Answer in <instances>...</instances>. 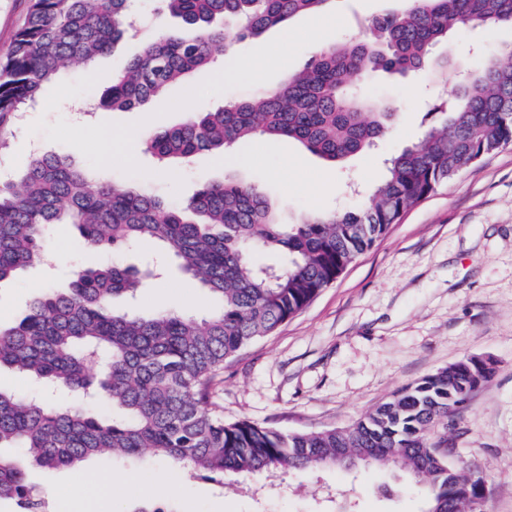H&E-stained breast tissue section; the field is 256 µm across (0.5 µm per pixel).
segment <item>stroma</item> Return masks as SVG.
Segmentation results:
<instances>
[{
	"instance_id": "35a3bbf8",
	"label": "stroma",
	"mask_w": 512,
	"mask_h": 512,
	"mask_svg": "<svg viewBox=\"0 0 512 512\" xmlns=\"http://www.w3.org/2000/svg\"><path fill=\"white\" fill-rule=\"evenodd\" d=\"M405 0H337L320 15H300L287 29L236 41L224 64L194 72L166 99L126 112L78 107L89 71L78 65L46 86L39 104L0 146L11 169L35 152L68 157L101 181H131L177 202L206 181L227 177L259 185L288 220L312 210L360 203V191L383 175L385 160L414 142L431 124L423 104L426 79L376 75L368 95L398 107L393 132L374 151L334 166L288 140L256 139L226 156L195 155L159 167L139 132L175 126L257 86L279 83L317 47L363 37L369 20L403 7ZM512 44V27L461 31L453 56L476 63L481 53ZM104 129L123 149L112 157L84 143L88 127ZM44 262L0 283V320L20 317L43 291L71 279L77 269L111 264L109 252H89L73 226L52 225ZM213 300L177 267H170L138 298L144 312L177 309L204 315ZM493 359L492 381L473 393L449 420L448 445L467 472L484 474L488 492L480 512H512V145L500 148L440 186L408 211L308 306L225 361L213 384V406L225 422L248 420L287 433H313L350 425L405 386L467 357ZM167 463L145 458L119 462L100 455L79 464L28 471L45 495L46 512L73 486L106 490L105 512H128L111 495L112 477L155 481ZM164 512H421L420 497L388 469H327L275 477H225L217 483L183 477L175 495L157 494Z\"/></svg>"
}]
</instances>
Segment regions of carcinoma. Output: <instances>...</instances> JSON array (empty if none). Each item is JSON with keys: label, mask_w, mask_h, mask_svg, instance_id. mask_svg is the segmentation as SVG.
<instances>
[{"label": "carcinoma", "mask_w": 512, "mask_h": 512, "mask_svg": "<svg viewBox=\"0 0 512 512\" xmlns=\"http://www.w3.org/2000/svg\"><path fill=\"white\" fill-rule=\"evenodd\" d=\"M133 2L30 0L0 61V137L39 102L44 85L108 53L135 29ZM327 2L157 0L156 14L179 19L180 28L156 30L91 99L114 110L140 108L215 64L235 40L320 13ZM506 23L512 25V0H413L373 17L372 39L323 46L275 87L144 135L162 164L224 154L261 136L293 140L339 165L390 131L396 108L360 92L377 73H470L452 95L429 98L426 114L440 120L386 160L384 178L354 209L309 212L285 224L255 184L205 182L174 203L132 184H100L52 153L34 156L22 177L1 181L0 282L43 258L47 226L70 224L96 251L120 253L153 240L218 306L200 321L176 311H116L114 298H135L155 274L114 263L81 271L0 324V370L121 410L104 418L86 402L50 407L0 389V499L14 500L17 512H44L43 497L27 482L29 468L57 469L100 454L121 461L148 455L184 473L219 478L387 465L409 478L422 512H441L455 496V512H477L480 477L460 473L435 432L493 378L489 358H465L347 427L310 434L224 422L212 409L211 381L225 360L304 309L406 211L512 144V48L476 68L435 54L456 31ZM258 252L276 253L284 263L258 266ZM5 448L22 453L7 455ZM450 470L465 494L457 495Z\"/></svg>", "instance_id": "1"}]
</instances>
